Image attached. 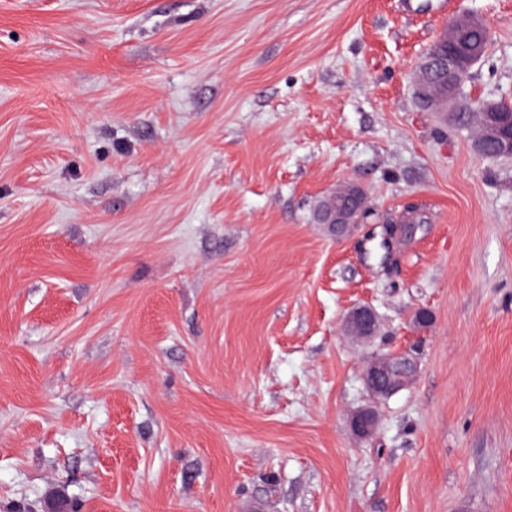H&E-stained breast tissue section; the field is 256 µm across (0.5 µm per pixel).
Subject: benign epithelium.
<instances>
[{
  "label": "benign epithelium",
  "instance_id": "7a95c632",
  "mask_svg": "<svg viewBox=\"0 0 512 512\" xmlns=\"http://www.w3.org/2000/svg\"><path fill=\"white\" fill-rule=\"evenodd\" d=\"M490 32L486 24L475 17L466 16L448 26L437 44L444 48L434 55H429L422 62V69L436 75V83L429 87L431 95L440 96L448 86L460 88L468 78L471 68L481 59L485 42ZM512 145V126L506 124L496 128L480 124L477 153L486 158L499 156L503 141ZM363 204L360 190L355 186L346 187L342 199L336 205L321 209L320 218L333 232L341 235L352 223ZM414 223L389 224L382 246L390 248L393 240L407 237L413 231ZM347 332L359 339H366L376 334L377 318L368 305H356L345 316ZM404 359L406 370L393 372L392 361ZM419 373V364L411 350L390 352L370 360L364 369V382L375 397H384L402 388L410 386ZM377 426L376 414L366 408L359 411L352 419L355 433L363 437L371 436Z\"/></svg>",
  "mask_w": 512,
  "mask_h": 512
}]
</instances>
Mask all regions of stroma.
<instances>
[{
	"mask_svg": "<svg viewBox=\"0 0 512 512\" xmlns=\"http://www.w3.org/2000/svg\"><path fill=\"white\" fill-rule=\"evenodd\" d=\"M464 16L512 94V0H0V512H512V158L415 95ZM363 204V197L360 190L355 186H347L342 200L336 193V205L332 207H323L320 212V218L323 224L341 235L352 223ZM344 321L347 332L353 337L366 339L377 332V318L369 305L353 306ZM403 358L406 370L394 373L392 361ZM419 373V364L410 349L390 352L370 360L364 369V382L374 397H384L410 386Z\"/></svg>",
	"mask_w": 512,
	"mask_h": 512,
	"instance_id": "1",
	"label": "stroma"
}]
</instances>
